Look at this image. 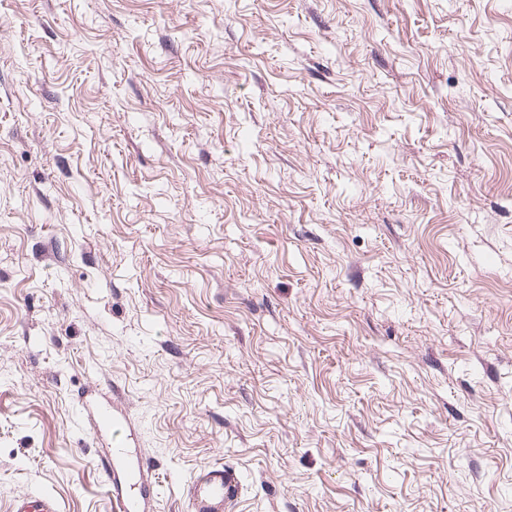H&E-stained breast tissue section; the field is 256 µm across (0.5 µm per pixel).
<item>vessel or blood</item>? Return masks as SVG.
<instances>
[{
  "instance_id": "b4317fda",
  "label": "vessel or blood",
  "mask_w": 512,
  "mask_h": 512,
  "mask_svg": "<svg viewBox=\"0 0 512 512\" xmlns=\"http://www.w3.org/2000/svg\"><path fill=\"white\" fill-rule=\"evenodd\" d=\"M127 439L113 440L99 458L102 470L112 472L116 512H150L157 495L158 478L148 477L143 462L129 458ZM242 490L235 470L215 462L198 470L187 487V512H230ZM10 512H62L59 499L50 494L24 495L13 499Z\"/></svg>"
}]
</instances>
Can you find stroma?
<instances>
[{
  "instance_id": "35a3bbf8",
  "label": "stroma",
  "mask_w": 512,
  "mask_h": 512,
  "mask_svg": "<svg viewBox=\"0 0 512 512\" xmlns=\"http://www.w3.org/2000/svg\"><path fill=\"white\" fill-rule=\"evenodd\" d=\"M512 512V0H0V512ZM123 434L119 440L112 439V448L99 457L98 466L106 472L112 470V496L117 512H150V504L158 494L159 478L146 475L148 462L145 470L141 458L137 462L130 460L128 437L132 431ZM242 485L235 470L215 462L198 470L187 487L188 512H229L241 494ZM11 512H61L59 499L50 494L24 495L13 499Z\"/></svg>"
}]
</instances>
